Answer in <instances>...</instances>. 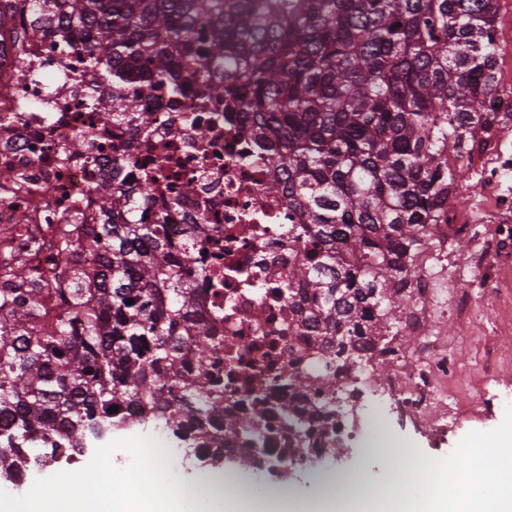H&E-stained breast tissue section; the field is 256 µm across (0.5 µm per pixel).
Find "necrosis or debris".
I'll return each mask as SVG.
<instances>
[{
	"instance_id": "4bbe7bcc",
	"label": "necrosis or debris",
	"mask_w": 512,
	"mask_h": 512,
	"mask_svg": "<svg viewBox=\"0 0 512 512\" xmlns=\"http://www.w3.org/2000/svg\"><path fill=\"white\" fill-rule=\"evenodd\" d=\"M75 39L71 46L56 34L35 40L13 29L0 31V166L17 174L16 180L0 184V224L8 227L20 218L27 224L11 236L9 247L49 271L43 242L51 225L99 223L90 192L111 173L113 157L129 159L135 186L143 172L161 168L148 220L165 224L175 241L189 223L223 225L224 261L242 272L226 278L220 290L208 280L199 282L200 309L217 337L225 347L250 348L261 368L270 360L282 366L308 353L309 337L281 331L288 322V300L274 281L296 262L286 233L288 205L284 198L263 195L265 164L244 137L238 113L224 115L218 103L197 98L202 76L188 77L190 91L183 97L170 95L166 85L155 81L142 88L141 104L155 112L156 122L149 132L130 137L127 125L102 119L99 106L89 102L87 90L99 76L87 65L82 47L92 42V31H76ZM53 59L62 60L64 78L48 92L35 74ZM77 133L86 135L89 147L74 156L68 143ZM479 171L482 183L474 206L449 209L447 223L439 227L447 239L472 232L473 252L452 258L439 249L422 258L425 273L412 290L411 311L403 323L415 352L375 351L364 374L351 370L339 375L336 413L342 426H349L356 414L362 375L386 368L385 383L371 393L375 411L425 417L433 432L447 433L453 411L448 337L434 324L458 304L459 295L446 271L460 269L487 283L512 269V191L505 185L512 175V144L497 139ZM188 179L197 191L185 198L180 188ZM259 336L273 341L271 354L253 349Z\"/></svg>"
}]
</instances>
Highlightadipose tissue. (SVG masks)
Masks as SVG:
<instances>
[{"label":"adipose tissue","mask_w":512,"mask_h":512,"mask_svg":"<svg viewBox=\"0 0 512 512\" xmlns=\"http://www.w3.org/2000/svg\"><path fill=\"white\" fill-rule=\"evenodd\" d=\"M500 439H488L481 448L468 447L464 456L474 464L465 470L436 471L423 484L425 499L440 505L442 512H512V472L498 465ZM150 484L138 481L126 486L110 482L103 471L69 487L61 496L32 497L24 512H158Z\"/></svg>","instance_id":"1"}]
</instances>
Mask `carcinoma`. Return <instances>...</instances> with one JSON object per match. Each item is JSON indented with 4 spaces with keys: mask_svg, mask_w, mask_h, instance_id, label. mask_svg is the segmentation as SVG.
<instances>
[{
    "mask_svg": "<svg viewBox=\"0 0 512 512\" xmlns=\"http://www.w3.org/2000/svg\"><path fill=\"white\" fill-rule=\"evenodd\" d=\"M497 18L498 0H45L25 22L0 0V30L37 38L63 19L93 29L103 116L129 119L137 134L155 117L122 91L133 65L176 96L186 93L179 67L205 70V90L242 113L267 158L262 193L299 217L288 245L305 258L279 287L315 346L265 392L241 395L251 411L224 413V339L182 275L220 228L189 224L175 242L141 223L150 187L120 208L128 160L115 158L92 190L112 223L57 225L50 275L0 253V476L142 423L109 412L132 398L213 462L251 464L236 446L294 456L269 446L271 420L308 436L309 453L333 452L336 378L407 313L463 164L512 120L501 111ZM286 388L295 397L275 401Z\"/></svg>",
    "mask_w": 512,
    "mask_h": 512,
    "instance_id": "1",
    "label": "carcinoma"
}]
</instances>
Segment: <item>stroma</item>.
I'll return each mask as SVG.
<instances>
[{"label":"stroma","instance_id":"35a3bbf8","mask_svg":"<svg viewBox=\"0 0 512 512\" xmlns=\"http://www.w3.org/2000/svg\"><path fill=\"white\" fill-rule=\"evenodd\" d=\"M498 6V78L501 89L507 91L512 90V0H499ZM469 289L474 303L472 316L452 312L443 321L444 328L455 338L448 391L460 409L444 446H437L424 423L397 418L387 422L396 441L410 449L414 456L412 468L423 478L441 463L464 467L467 460L460 453L464 445H474L512 430V273L496 289L476 283L470 284ZM482 384L500 394V401L473 405V388ZM143 446L160 451L154 470L140 469L138 461L129 454L130 449ZM107 452L112 455L115 476L124 480L154 479L161 485L170 483L192 488L206 475L228 469L224 463L215 467L185 460L180 441L146 423L112 432L91 443L83 455L71 462L30 470L26 485L17 487L1 481L0 492L21 502L33 496L38 487L68 488L72 480L95 471L101 456ZM329 473L363 478L373 474L389 480L394 469L389 453L381 451L365 456L356 439L350 438L338 453L311 465L292 468L288 475L278 476L277 481L292 487L301 499L319 500L325 495L324 477Z\"/></svg>","mask_w":512,"mask_h":512}]
</instances>
